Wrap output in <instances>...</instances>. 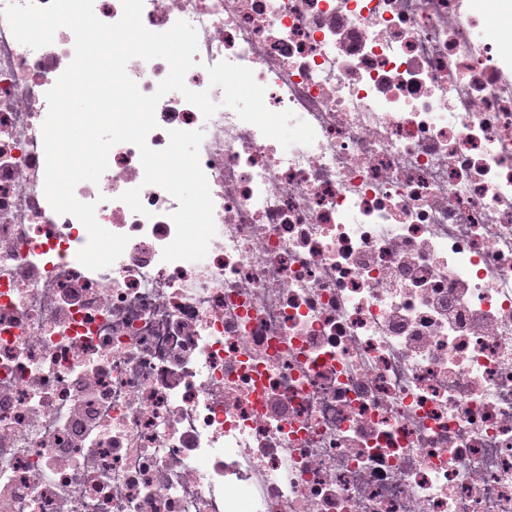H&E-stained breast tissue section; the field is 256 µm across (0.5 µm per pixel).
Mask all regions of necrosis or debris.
Returning a JSON list of instances; mask_svg holds the SVG:
<instances>
[{
	"label": "necrosis or debris",
	"mask_w": 512,
	"mask_h": 512,
	"mask_svg": "<svg viewBox=\"0 0 512 512\" xmlns=\"http://www.w3.org/2000/svg\"><path fill=\"white\" fill-rule=\"evenodd\" d=\"M473 0H144L198 32L155 150L200 130L217 229L115 145L77 185L120 258L43 192L45 94L74 36L0 16V512H512V28ZM309 123L281 149L207 66ZM139 189L145 214L120 199Z\"/></svg>",
	"instance_id": "4bbe7bcc"
}]
</instances>
